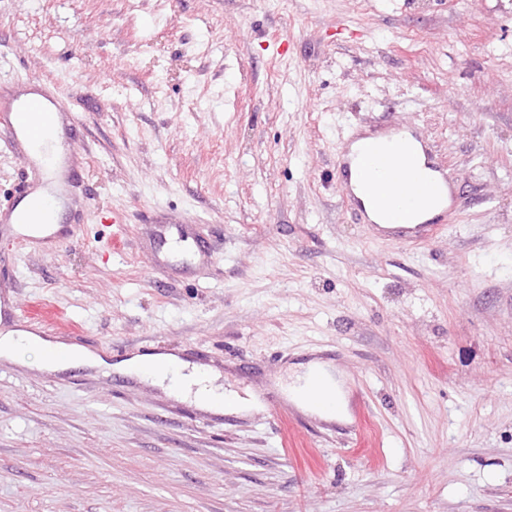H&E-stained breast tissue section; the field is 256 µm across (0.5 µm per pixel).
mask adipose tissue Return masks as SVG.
<instances>
[{
    "instance_id": "adipose-tissue-1",
    "label": "adipose tissue",
    "mask_w": 512,
    "mask_h": 512,
    "mask_svg": "<svg viewBox=\"0 0 512 512\" xmlns=\"http://www.w3.org/2000/svg\"><path fill=\"white\" fill-rule=\"evenodd\" d=\"M0 357L22 364L30 362L49 372L82 366L106 374L117 372L133 376L215 414L241 413L253 405L252 398L225 389L218 372L174 354L142 353L112 364L88 349L74 345L61 349L34 333L11 329L0 332ZM342 388V380L333 375L329 364L315 359L292 372L283 392L311 411L315 408L311 391L332 396Z\"/></svg>"
}]
</instances>
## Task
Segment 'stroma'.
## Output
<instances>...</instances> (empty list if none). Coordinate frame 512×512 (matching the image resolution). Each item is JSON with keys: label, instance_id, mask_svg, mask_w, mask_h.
I'll return each mask as SVG.
<instances>
[{"label": "stroma", "instance_id": "obj_1", "mask_svg": "<svg viewBox=\"0 0 512 512\" xmlns=\"http://www.w3.org/2000/svg\"><path fill=\"white\" fill-rule=\"evenodd\" d=\"M78 123L67 231L0 238V284L111 362L176 352L250 394L215 415L89 368L0 359V512H512V0H0V99ZM416 125L459 216L368 238L336 155ZM0 124V204L30 173ZM159 216L207 262L151 265ZM328 361L353 438L271 414Z\"/></svg>", "mask_w": 512, "mask_h": 512}]
</instances>
